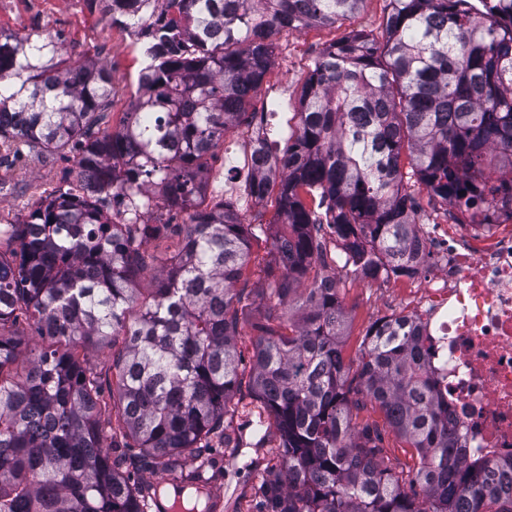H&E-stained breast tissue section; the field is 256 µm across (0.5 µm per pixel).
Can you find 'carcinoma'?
Listing matches in <instances>:
<instances>
[{
  "instance_id": "obj_1",
  "label": "carcinoma",
  "mask_w": 512,
  "mask_h": 512,
  "mask_svg": "<svg viewBox=\"0 0 512 512\" xmlns=\"http://www.w3.org/2000/svg\"><path fill=\"white\" fill-rule=\"evenodd\" d=\"M87 2L143 56L116 131L105 61L72 58L60 33H0V144L77 169L11 225L19 260L0 256V512H151L158 486L131 482V457L189 492L187 512H210L197 505L211 478L184 473L181 457L213 469L211 440L231 441L250 242L232 205L206 203L209 160L246 120L271 36L334 24L363 0ZM389 7L382 39L354 31L319 53L283 149L257 144L272 159L248 194L276 195L283 226L267 278L281 305L308 287L297 309L253 325L250 386L284 448L256 512H512V460L466 461L419 322L374 323L351 367L336 280L316 270L330 232L354 273L414 274L408 241L421 219L405 153L444 206L481 214L495 194L512 205V183L493 184V161L512 173V0H489L485 15L468 0ZM116 187L129 198L118 222ZM189 209L190 221L174 223ZM170 232L175 262L142 301L134 283L147 246ZM28 328L37 340H23ZM104 346L117 348L110 402L83 356ZM365 402L417 450L414 473L388 466L378 429L353 422Z\"/></svg>"
}]
</instances>
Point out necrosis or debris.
Wrapping results in <instances>:
<instances>
[{
	"label": "necrosis or debris",
	"instance_id": "4bbe7bcc",
	"mask_svg": "<svg viewBox=\"0 0 512 512\" xmlns=\"http://www.w3.org/2000/svg\"><path fill=\"white\" fill-rule=\"evenodd\" d=\"M413 241L420 287L407 291L448 425L468 458L512 459V208H449Z\"/></svg>",
	"mask_w": 512,
	"mask_h": 512
}]
</instances>
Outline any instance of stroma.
<instances>
[{"label":"stroma","instance_id":"35a3bbf8","mask_svg":"<svg viewBox=\"0 0 512 512\" xmlns=\"http://www.w3.org/2000/svg\"><path fill=\"white\" fill-rule=\"evenodd\" d=\"M387 13L388 0H363L359 11L349 18L298 32L285 31L277 37L271 68L249 106L254 112L262 101L273 102L275 111L268 114L265 128L274 147H283L295 128L294 112L298 99L320 51L354 30L381 36ZM0 31L39 36L63 32L68 51L98 55L108 63L114 79L119 82L137 80L143 66L141 56L133 50L126 33L101 21L99 12L90 10L86 0H16L9 13L0 15ZM239 134V129L230 130L224 142L231 145V152L216 150L211 159L208 196H223L225 170L242 165L245 146L240 142ZM4 171L8 172L9 180L0 188V225L22 222L39 194L76 176L73 163L43 162L29 154L17 158L0 148V173ZM232 201L244 223L250 226L251 256L239 282L247 306L246 315L240 320L241 336L238 340L241 385L233 399V424L243 428L245 439L241 447H219L214 452L223 468L222 476L216 481L220 500L215 504V512H255L256 489L264 469L275 464L281 454L277 437H270L262 445L257 442L253 424L263 417L264 411L249 384L251 325L263 318L268 306L275 301L265 269L272 259L277 203L272 197L259 205L252 203L243 191L237 192ZM323 253L326 272L336 280L338 294L348 316L342 355L346 363L353 364L364 345L368 327L391 315L392 301L399 298L410 283L406 278L394 277L385 292H377L367 280L346 267L345 255L337 249L335 235H325ZM353 419L356 423L378 428L388 463L407 472L416 470L419 462L417 450L394 435L377 407L368 403L354 408Z\"/></svg>","mask_w":512,"mask_h":512}]
</instances>
